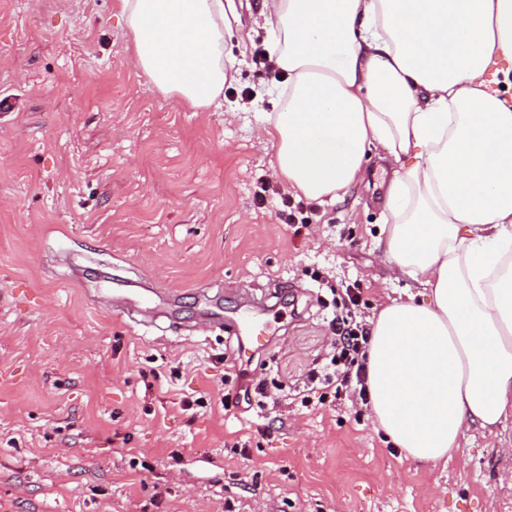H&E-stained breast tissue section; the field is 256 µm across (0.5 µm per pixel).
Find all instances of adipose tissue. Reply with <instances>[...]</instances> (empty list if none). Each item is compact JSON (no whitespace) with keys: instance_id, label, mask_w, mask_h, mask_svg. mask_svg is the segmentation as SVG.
<instances>
[{"instance_id":"obj_1","label":"adipose tissue","mask_w":512,"mask_h":512,"mask_svg":"<svg viewBox=\"0 0 512 512\" xmlns=\"http://www.w3.org/2000/svg\"><path fill=\"white\" fill-rule=\"evenodd\" d=\"M133 65L164 95L224 89V0H121ZM288 76L264 133L305 197L341 198L382 145L384 254L422 302L371 326L374 420L421 462L512 412V0H263Z\"/></svg>"}]
</instances>
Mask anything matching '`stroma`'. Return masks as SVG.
<instances>
[{
    "label": "stroma",
    "instance_id": "1",
    "mask_svg": "<svg viewBox=\"0 0 512 512\" xmlns=\"http://www.w3.org/2000/svg\"><path fill=\"white\" fill-rule=\"evenodd\" d=\"M120 10L0 0V512H512V415L427 464L362 404L282 403L266 436L225 410L240 309L278 396L328 351L334 295L357 285L367 325L422 287L377 245L383 148L332 203L274 174L262 0H232L219 108L137 72ZM232 323L241 334L239 341L243 357L250 358L267 345L271 335L269 328L257 316L243 310L235 316Z\"/></svg>",
    "mask_w": 512,
    "mask_h": 512
}]
</instances>
